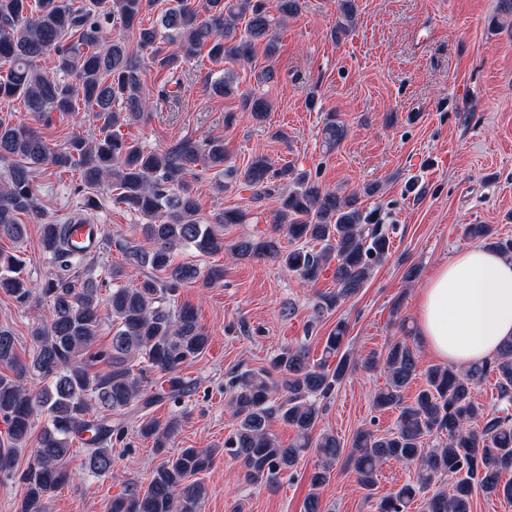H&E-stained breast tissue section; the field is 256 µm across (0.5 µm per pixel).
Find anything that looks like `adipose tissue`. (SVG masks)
Wrapping results in <instances>:
<instances>
[{"mask_svg":"<svg viewBox=\"0 0 512 512\" xmlns=\"http://www.w3.org/2000/svg\"><path fill=\"white\" fill-rule=\"evenodd\" d=\"M422 346L461 367L490 359L512 339V258L480 245L443 263L420 290Z\"/></svg>","mask_w":512,"mask_h":512,"instance_id":"ef3b65f1","label":"adipose tissue"}]
</instances>
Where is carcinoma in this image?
I'll list each match as a JSON object with an SVG mask.
<instances>
[{"label": "carcinoma", "mask_w": 512, "mask_h": 512, "mask_svg": "<svg viewBox=\"0 0 512 512\" xmlns=\"http://www.w3.org/2000/svg\"><path fill=\"white\" fill-rule=\"evenodd\" d=\"M156 0H0V101H23L29 122L0 118V161L7 164V180L0 183V239L23 240L26 225L19 216L41 219L34 174L41 169L74 170L81 185L93 192L103 188L110 200L140 217L135 225L138 243L129 242L128 262L148 266L151 274L134 286L119 283L121 268L112 267V290L102 297L103 282L93 276V257L71 238V224L84 222L78 213L63 224L43 226L42 245L51 268L41 284L40 297L51 304L53 318L31 332L35 348L29 360L15 352V336L0 328V421L7 427L9 445L0 447V474L11 473L14 457L28 440L38 416L47 425L38 437L34 464L20 479L26 483L21 512H43V497L67 483L72 445H85L88 469L94 474L112 468V446L123 442L125 416H140L139 433L166 453L181 420L161 423L147 416L156 401L184 402L194 384L176 376L189 359L202 354L210 336L199 324L193 307H174L177 292L200 278L192 265L176 263V251L193 247L208 255L227 251L236 261L264 258L282 264L306 283L332 270L336 289L318 295V316L338 309L357 295L375 269L390 255L391 226L378 210L361 206L359 196L329 190L306 171L285 164L275 168L256 155L239 170L224 166V142L200 146L182 139L156 149L128 140L120 127L145 112L180 96L184 78L182 60L202 51L212 59L251 62L257 46L265 57L277 51L273 30L296 15L301 0H277L278 16L266 0H172L159 23L144 25ZM355 0H340L334 33L353 25ZM244 31L237 32L240 21ZM108 25L120 37L101 45ZM132 35L141 54L132 55L125 35ZM54 56V72L37 61ZM166 71L153 89L145 88L147 64ZM230 72L211 83L220 96L236 93ZM242 111L258 122L265 120V95L242 97ZM92 113L98 133L90 138L70 135L58 148L48 146L36 124L49 112ZM322 135L334 147L347 135V126L328 112ZM227 173L253 189L252 200L276 202L274 223L288 239L314 242L317 251H285L274 234L241 239L224 245V227L242 224L248 212L224 211L209 221L202 217L189 179L209 171ZM0 290L18 303L32 298L24 260L0 251ZM107 302L112 314V340L106 349H94L100 336L99 307ZM348 325L338 320L327 336L319 359L310 358L305 345H285L269 367L246 370L228 382L229 406L237 419L235 432L224 442V454L241 461L246 481L269 483L281 473H293L301 456L314 451L319 464L309 474L310 493L305 512H325L320 491L331 480L339 459L355 475L361 489L370 492L380 468L396 461L414 468L415 480L382 499L378 512H407L420 491L448 479V488L424 499L422 512H471L477 494L512 499V340L490 360L466 368L434 365L423 372L419 354L407 339H396L384 354L354 357L346 344ZM101 370H93L98 364ZM360 365L382 368L386 383L373 396L378 412L399 410L395 429L377 435L355 433L349 448L332 433L312 436L320 415L318 400L341 386L348 371ZM42 380L36 389L23 382L25 373ZM170 374L169 387H154L153 373ZM424 386L412 402L405 390L417 377ZM496 380L497 408L478 401L473 390L488 377ZM96 409L98 414L90 411ZM294 432L283 445L270 433L271 417ZM433 436L442 446L428 447ZM215 450L183 448L165 459L144 489L112 497L108 512H201L206 487L196 476L208 471Z\"/></svg>", "instance_id": "carcinoma-1"}]
</instances>
